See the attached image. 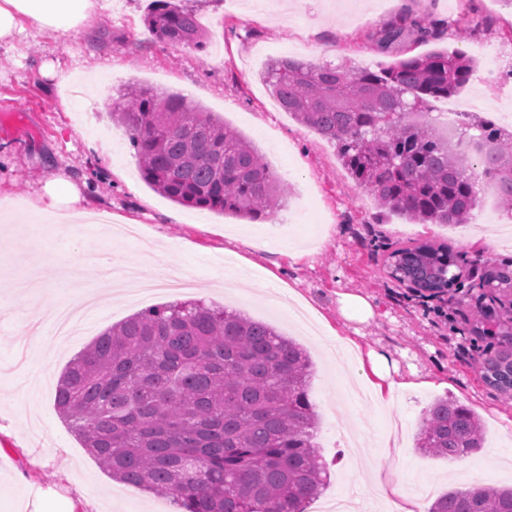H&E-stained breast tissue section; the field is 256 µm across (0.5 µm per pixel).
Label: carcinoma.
Masks as SVG:
<instances>
[{
    "label": "carcinoma",
    "instance_id": "carcinoma-1",
    "mask_svg": "<svg viewBox=\"0 0 512 512\" xmlns=\"http://www.w3.org/2000/svg\"><path fill=\"white\" fill-rule=\"evenodd\" d=\"M146 22L172 46L201 48L196 11L152 0ZM422 41L440 23L413 20ZM402 25L379 31L377 50L398 41ZM477 62L435 50L375 69L281 57L266 85L280 107L336 146L356 185L383 211L414 224L470 223L479 204L464 159L430 124L409 112L457 94ZM111 117L130 133L143 181L169 200L251 220L279 205L284 183L224 120L179 93L132 85ZM477 164L512 204V133L483 121L465 124ZM448 247L395 250L391 274L419 291L457 283L443 263ZM485 380L512 391V348L483 362ZM311 361L272 326L200 301L147 307L102 333L65 370L59 416L107 473L171 497L176 512H306L324 489L326 464L309 400ZM480 421L447 397L435 399L415 436L422 453L450 461L482 447ZM428 512H512V488L455 487Z\"/></svg>",
    "mask_w": 512,
    "mask_h": 512
}]
</instances>
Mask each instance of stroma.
<instances>
[{
    "label": "stroma",
    "mask_w": 512,
    "mask_h": 512,
    "mask_svg": "<svg viewBox=\"0 0 512 512\" xmlns=\"http://www.w3.org/2000/svg\"><path fill=\"white\" fill-rule=\"evenodd\" d=\"M91 35L59 40L26 30L12 50H0V199L25 201L13 223H0V512H22V502L50 496L71 501L76 512H170L169 498L119 483L103 472L55 410L58 382L71 360L94 337L142 309L200 300L225 306L273 326L305 345L313 359L310 398L320 415L318 443L330 475L320 500L352 497L358 512H391L372 495L370 480L400 483L422 508L449 486H512V392L483 378L472 356H490L512 334V292L488 281L512 276V238L501 226L495 184L474 167L481 206L474 223L454 229L413 224L378 209L372 194L355 186L333 143L284 112L261 79L275 58L317 64L376 67L434 49L460 50L476 58V75L451 101L460 111L512 130V103L495 97L492 82L512 72V8L502 0H320L310 14L304 0H183L207 28L200 50L172 47L149 31L150 0H99ZM441 20L439 39L421 42L406 31L386 52L372 44L385 25L420 16ZM174 91L202 104L243 133L289 192L273 216L249 220L176 204L142 180L125 128L113 124V102L129 84ZM96 143L89 152L87 143ZM75 166L89 175L98 211L111 224L42 227L39 246L27 244L25 226L36 219L29 201L40 181ZM445 244L461 277L445 296L420 293L384 270L395 248ZM111 253L137 266L146 279L177 266L190 280L180 293L161 292L124 302L107 300L86 314L83 330L44 354L31 334L42 307L21 299L17 288L45 257L60 258L67 278L45 285L56 300L74 290L95 291L99 273L91 257ZM246 274L244 291L222 292L213 278ZM315 314L309 335L288 311L289 292ZM366 296L374 315L345 319L338 298ZM356 338L358 350L337 349V336ZM433 383L409 393L376 398L378 378L368 350ZM347 357L346 368L329 359ZM51 375H43V368ZM449 397L471 409L486 437L466 464L427 456L414 446L429 404ZM390 441L382 452V441Z\"/></svg>",
    "instance_id": "35a3bbf8"
}]
</instances>
